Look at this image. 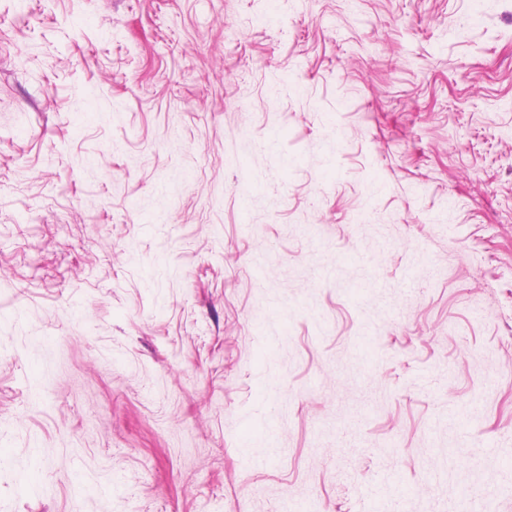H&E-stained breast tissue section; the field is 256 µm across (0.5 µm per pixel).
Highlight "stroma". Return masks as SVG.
Listing matches in <instances>:
<instances>
[{
  "label": "stroma",
  "instance_id": "stroma-1",
  "mask_svg": "<svg viewBox=\"0 0 512 512\" xmlns=\"http://www.w3.org/2000/svg\"><path fill=\"white\" fill-rule=\"evenodd\" d=\"M365 490L512 512V0H0V512Z\"/></svg>",
  "mask_w": 512,
  "mask_h": 512
}]
</instances>
